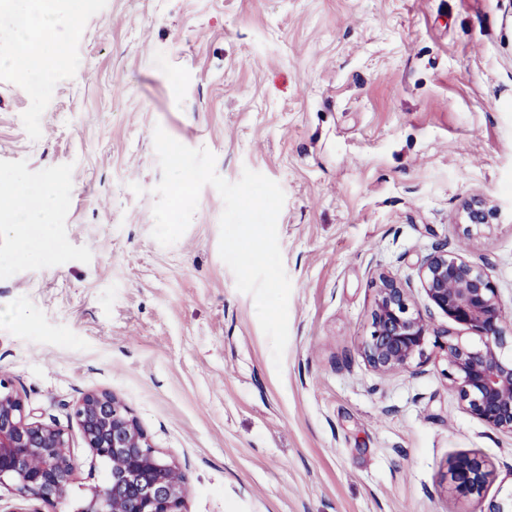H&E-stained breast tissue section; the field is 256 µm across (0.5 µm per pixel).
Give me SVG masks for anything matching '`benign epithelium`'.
Listing matches in <instances>:
<instances>
[{
  "label": "benign epithelium",
  "instance_id": "benign-epithelium-1",
  "mask_svg": "<svg viewBox=\"0 0 512 512\" xmlns=\"http://www.w3.org/2000/svg\"><path fill=\"white\" fill-rule=\"evenodd\" d=\"M498 211L489 200L472 197L461 219L468 230L493 224ZM420 281L430 304L448 320L475 334L473 344L433 327L411 305L408 289L382 273L376 283L371 331L362 354L378 374L408 369L427 357L430 347L443 354L451 389L466 410L489 428L512 434V328L505 325L498 290L484 269L437 249L422 262ZM91 462L108 467L103 483H90L80 496L72 487L77 463L70 438L40 421L10 381L0 376V488L16 500L12 512H41L39 501L60 512H186L188 477L167 459L112 393L91 392L74 408ZM492 472L478 457L461 456L448 466L450 489L480 496Z\"/></svg>",
  "mask_w": 512,
  "mask_h": 512
}]
</instances>
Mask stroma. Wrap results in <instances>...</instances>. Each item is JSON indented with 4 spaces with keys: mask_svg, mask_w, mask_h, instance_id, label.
<instances>
[{
    "mask_svg": "<svg viewBox=\"0 0 512 512\" xmlns=\"http://www.w3.org/2000/svg\"><path fill=\"white\" fill-rule=\"evenodd\" d=\"M45 48L46 97L13 59ZM285 194L292 290L274 364L251 295L219 256L210 185L182 237L151 236L155 127ZM50 188L46 248L0 209V374L64 429L73 486L105 478L73 417L119 397L188 476L186 512H492L512 506V435L470 415L447 363L365 362L374 278L449 321L418 275L437 247L486 270L512 323V0H99L76 30L0 0V189ZM491 200L467 232L463 203ZM478 456L481 496L448 488ZM22 43L25 46L24 52H18L15 44ZM14 58L33 69H40L45 63V55L43 51L39 52L35 49L32 41L22 32H18L14 40ZM31 59H36L35 65L31 63ZM497 215L498 211L492 202L483 197L474 196L463 207L461 223L468 224V231H472L473 228L481 231L484 227L493 224ZM491 476L484 461L475 456L458 457L448 466L450 489L463 496H480Z\"/></svg>",
    "mask_w": 512,
    "mask_h": 512,
    "instance_id": "obj_1",
    "label": "stroma"
}]
</instances>
